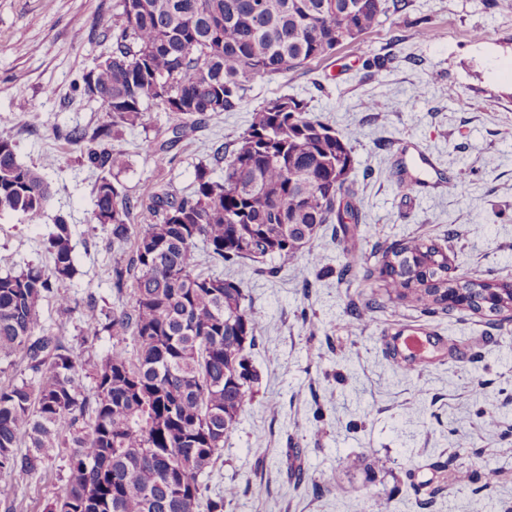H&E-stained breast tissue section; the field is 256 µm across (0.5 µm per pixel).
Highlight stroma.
Returning <instances> with one entry per match:
<instances>
[{
	"instance_id": "obj_1",
	"label": "stroma",
	"mask_w": 512,
	"mask_h": 512,
	"mask_svg": "<svg viewBox=\"0 0 512 512\" xmlns=\"http://www.w3.org/2000/svg\"><path fill=\"white\" fill-rule=\"evenodd\" d=\"M117 0H0V135L19 162L48 184L37 224L0 214V275L49 269L48 238L57 216L72 231L76 274L72 312L53 298L40 322L81 354L104 356L110 333L82 341L81 312L131 306L116 298L114 266L131 250L109 247L91 221L98 176L65 137L107 122L82 78L112 48L104 31ZM421 26L434 35L420 40ZM333 55L276 73L254 75L236 111L203 121L174 143L164 165L144 151L146 138L170 136L174 116L149 106L146 126L121 131L118 176L135 205V221L154 214L150 183L178 194L217 147L233 150L251 112L294 95L311 118L338 136L358 129L350 180L359 224L323 225L312 242L321 265L298 259L277 276L267 262L225 264L262 317L249 351L258 393L224 442L212 484L230 495L224 512H512V317L466 310L431 313L389 300L376 279H340L348 233L365 256L415 236L447 249L450 274L478 269L512 280V0H400L362 38ZM388 104L385 112L370 101ZM432 152L460 193L404 207L394 152L404 141ZM368 310L367 325L353 312ZM405 326L434 331L427 369L405 370L384 349ZM69 451L56 449L42 473L0 472V512H44L65 487Z\"/></svg>"
}]
</instances>
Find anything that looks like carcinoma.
<instances>
[{"instance_id": "1", "label": "carcinoma", "mask_w": 512, "mask_h": 512, "mask_svg": "<svg viewBox=\"0 0 512 512\" xmlns=\"http://www.w3.org/2000/svg\"><path fill=\"white\" fill-rule=\"evenodd\" d=\"M121 23L112 52L83 76V91L101 101L110 121L66 138L100 172L91 220L109 245L133 248L129 268L112 269L117 298L133 274V304L102 318L82 314L83 343L112 333L102 358L83 357L40 327L39 304L51 296L71 310L75 274L70 224L59 218L48 239L53 266L0 276V359L20 360L31 381L0 387V472L39 473L56 448L70 447L63 492L47 512H224L209 495L224 439L255 398L257 380L247 347L261 315L241 282L220 267L238 260L299 258L319 228L357 224V192L348 184L350 141L308 117L307 103L289 96L264 102L250 116L231 159L224 148L218 180L196 172L189 194L149 187L157 220L134 223L129 197L112 180L127 166L110 144L119 129L145 127L158 102L178 120L172 137L146 140L162 164L176 139L202 120L233 112L258 73L322 59L380 23L387 0H118ZM48 188L21 164L0 136V212L37 224ZM449 259L434 242L393 244L367 277L377 276L392 300L448 311ZM467 288H497L512 299V281L478 271ZM134 349L128 350L127 336ZM92 376L93 395L83 379ZM27 451L18 452L20 444Z\"/></svg>"}]
</instances>
